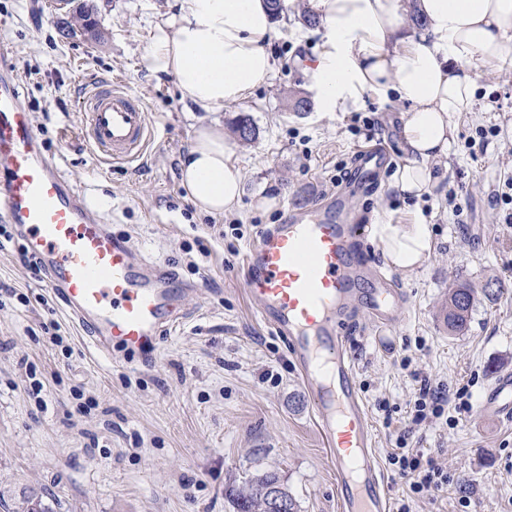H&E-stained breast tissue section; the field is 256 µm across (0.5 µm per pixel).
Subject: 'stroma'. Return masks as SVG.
<instances>
[{"label":"stroma","mask_w":512,"mask_h":512,"mask_svg":"<svg viewBox=\"0 0 512 512\" xmlns=\"http://www.w3.org/2000/svg\"><path fill=\"white\" fill-rule=\"evenodd\" d=\"M99 38L64 34L54 0H0V44L12 49L20 94L46 153L136 258L165 265L184 294L178 326L154 354L90 351L84 331L43 280L18 238L0 236V512H20L39 494L54 512H230L227 486L277 472L300 512H340L336 477L286 343L258 318V303L238 278L261 230L288 208L335 195L337 167L383 138L393 160L377 190L351 200L372 220L428 224L433 250L397 272L409 299L379 343L357 318L349 351L371 422L377 459L391 479L393 506L411 512H512V419L477 410L456 426L416 431L411 447L434 459L448 485L409 497V480L387 453L410 421L420 371L448 392L480 403L495 371L512 369V223L493 197L512 172V68L480 75L472 111L453 113L448 152L428 162L431 181L418 199L402 197L393 177L409 156L402 139L407 106L364 93L353 107L324 111L301 71L322 49L302 11L315 0H283L273 72L243 101L218 113L189 110L173 80L148 72L142 56L169 0H96ZM124 75L156 131L131 163H105L81 135L80 101L95 82ZM311 108L295 112L297 98ZM250 116L255 139L234 130ZM223 123L242 175L233 212L198 213L180 185V161L201 121ZM498 126L469 152L477 128ZM456 194L463 211L448 204ZM240 224L242 238L228 232ZM501 292L486 297L488 280ZM477 288L464 334L449 335L441 309L449 287ZM57 324L63 344L46 328Z\"/></svg>","instance_id":"1"}]
</instances>
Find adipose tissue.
Here are the masks:
<instances>
[{
    "instance_id": "adipose-tissue-1",
    "label": "adipose tissue",
    "mask_w": 512,
    "mask_h": 512,
    "mask_svg": "<svg viewBox=\"0 0 512 512\" xmlns=\"http://www.w3.org/2000/svg\"><path fill=\"white\" fill-rule=\"evenodd\" d=\"M402 0H318L321 52L304 73L325 111L367 91L408 104L403 137L411 156L394 186L421 197L427 160L447 153L450 117L471 111L481 72L512 66V0H414L424 26L404 32ZM276 28L266 0H173L155 26L147 70L171 77L183 101L207 112L245 99L274 69ZM220 124L200 125L180 164V184L198 211L233 210L242 176ZM374 236L395 268L419 266L433 245L427 224L382 221Z\"/></svg>"
}]
</instances>
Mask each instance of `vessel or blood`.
<instances>
[{"mask_svg": "<svg viewBox=\"0 0 512 512\" xmlns=\"http://www.w3.org/2000/svg\"><path fill=\"white\" fill-rule=\"evenodd\" d=\"M9 55L0 45V223L20 232L93 350L155 347L178 323L181 297L161 265L135 261L45 153ZM80 110L83 138L104 160L140 158L151 120L121 79L93 85ZM388 159L379 142L357 150L353 180L372 182ZM344 209L339 200L263 231L246 253L242 286L258 302L261 320L288 344L342 488L341 512H391L389 478L373 448L342 323L359 306L372 325L393 326L406 297L393 276L374 272L359 248L363 227L346 223ZM480 409L512 418L511 370L496 373Z\"/></svg>", "mask_w": 512, "mask_h": 512, "instance_id": "b4317fda", "label": "vessel or blood"}]
</instances>
